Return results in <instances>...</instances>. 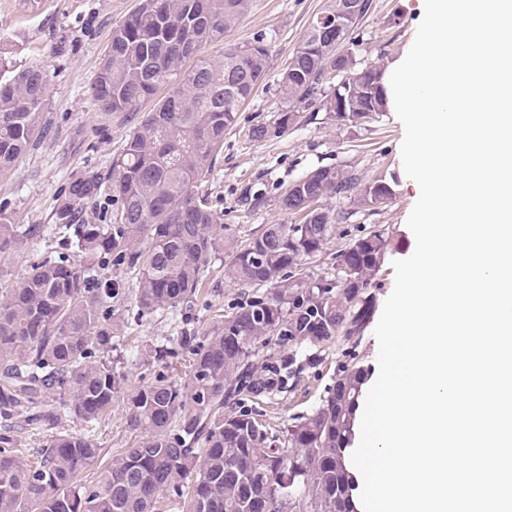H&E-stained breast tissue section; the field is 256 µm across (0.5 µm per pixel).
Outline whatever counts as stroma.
I'll list each match as a JSON object with an SVG mask.
<instances>
[{
	"mask_svg": "<svg viewBox=\"0 0 512 512\" xmlns=\"http://www.w3.org/2000/svg\"><path fill=\"white\" fill-rule=\"evenodd\" d=\"M140 0H0V60L8 71L43 62L49 67V97L40 123L48 130L37 146L0 176V203L14 223L50 224L68 182L81 175L106 173L134 128L128 113L106 112L94 102L90 88L109 43L113 25L134 12ZM324 0H249L237 25L223 42L206 46L203 57L265 37L270 45L268 74L244 103L235 123L224 133V146L200 189L224 226L229 244H243L268 224H297L301 217L280 209L281 192L310 171L331 166L351 171L367 182L383 176L394 180V198L373 208L356 200L328 196L319 205L337 216L336 233L322 251L304 260L312 276L336 272L337 251L355 236L384 230L390 247L378 272L375 306L383 308L394 287L392 263L409 257L415 238L407 218L419 197L401 161L404 127L395 110L364 122H339L319 106L299 105L297 118L280 137L251 138L255 125L273 123L283 106L280 71L298 47ZM374 11L353 29L349 49L358 67L382 65L393 71L408 53L424 14V0H374ZM226 252L212 255L200 295L181 315L141 314L127 301L118 319L119 351L125 355V390L134 392L154 377L156 349L173 346L182 332H205L236 312L243 300L240 287L225 280ZM355 351L361 365L377 370L378 343L366 328L358 348L336 339L319 346L320 362L285 391L254 405L261 422L286 428L294 416L312 409L336 377L345 352ZM71 432L89 437L101 454L82 475L92 481L98 469L133 445L136 434L126 423L123 402L98 422L72 420Z\"/></svg>",
	"mask_w": 512,
	"mask_h": 512,
	"instance_id": "1",
	"label": "stroma"
}]
</instances>
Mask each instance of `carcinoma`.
Here are the masks:
<instances>
[{
	"mask_svg": "<svg viewBox=\"0 0 512 512\" xmlns=\"http://www.w3.org/2000/svg\"><path fill=\"white\" fill-rule=\"evenodd\" d=\"M345 28H308L280 73L286 107L274 126L256 125L254 140L288 129L294 109L318 103L336 114V94L353 117L386 111L385 71L351 70L347 85L325 87L338 41L368 15L373 0ZM248 0H141L112 26L91 94L106 112L137 115L146 98L170 90L143 115L112 160L107 177L73 178L55 211L70 228L88 204L111 208L112 223L80 224L73 237L29 263L23 276L0 287V512H158L159 495L173 488L182 512H358L349 462L357 412L369 371L345 353L336 378L308 413L271 430L246 404L282 391L316 364L302 353L339 333L357 347L369 321V289L390 241L383 230L352 240L336 254L340 279L300 277L301 262L323 249L334 218L319 223L268 224L231 251L224 276L242 288L244 302L211 332H184L178 346L155 351L154 380L127 397L128 427L139 439L86 484L81 476L101 449L64 429L69 419L91 423L123 393L124 357L115 321L127 300L121 271L137 272L138 308L177 312L194 302L212 254L224 247L200 181L224 144V131L266 78L264 38L227 48L217 59L185 67L208 45L224 41ZM49 96L47 66L36 63L0 81V174L44 136L39 117ZM388 180L367 183L331 167L293 183L320 200L350 194L371 205ZM44 229L15 224L0 209V265L25 251ZM76 250L93 271L70 261ZM275 353H265L270 343ZM192 356L186 378L170 360ZM21 420L45 434L36 460L19 455L12 431Z\"/></svg>",
	"mask_w": 512,
	"mask_h": 512,
	"instance_id": "cac0c4a2",
	"label": "carcinoma"
}]
</instances>
